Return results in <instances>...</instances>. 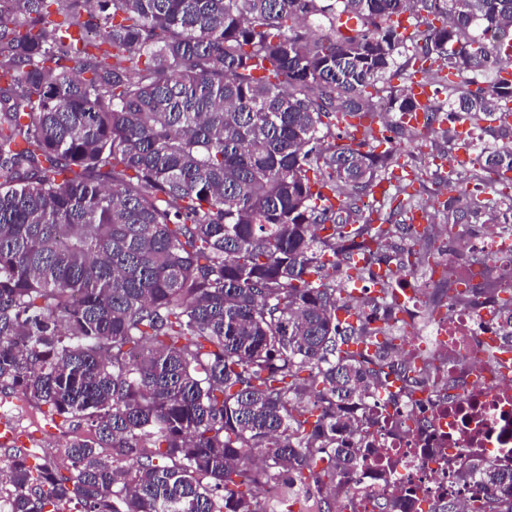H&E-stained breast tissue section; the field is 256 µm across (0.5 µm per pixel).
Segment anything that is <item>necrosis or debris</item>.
I'll list each match as a JSON object with an SVG mask.
<instances>
[{
  "instance_id": "necrosis-or-debris-1",
  "label": "necrosis or debris",
  "mask_w": 512,
  "mask_h": 512,
  "mask_svg": "<svg viewBox=\"0 0 512 512\" xmlns=\"http://www.w3.org/2000/svg\"><path fill=\"white\" fill-rule=\"evenodd\" d=\"M454 235L455 256L392 293L402 351L425 359L434 384L359 420L363 463L347 484L358 512H377L376 502L390 497L413 512L451 496L468 506L483 490L457 480L465 455L512 472V342L502 337L512 312L501 305L512 297V218L475 238L461 226ZM456 295L466 305L451 306Z\"/></svg>"
}]
</instances>
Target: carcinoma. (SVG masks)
<instances>
[{
  "label": "carcinoma",
  "mask_w": 512,
  "mask_h": 512,
  "mask_svg": "<svg viewBox=\"0 0 512 512\" xmlns=\"http://www.w3.org/2000/svg\"><path fill=\"white\" fill-rule=\"evenodd\" d=\"M510 67L512 0H0V394L89 432L68 476L10 450L6 512H358L354 415L429 383L374 271L435 259L411 84L436 152L504 140L439 203L474 234L512 214Z\"/></svg>",
  "instance_id": "carcinoma-1"
}]
</instances>
